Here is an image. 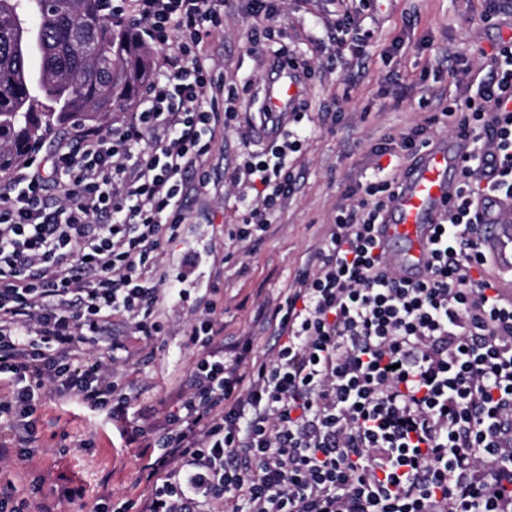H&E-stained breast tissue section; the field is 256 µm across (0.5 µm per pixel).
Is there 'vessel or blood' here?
Here are the masks:
<instances>
[{
	"mask_svg": "<svg viewBox=\"0 0 512 512\" xmlns=\"http://www.w3.org/2000/svg\"><path fill=\"white\" fill-rule=\"evenodd\" d=\"M302 85L300 70L282 62L272 63L265 86L264 111L274 120L287 117ZM465 153L466 142L461 138L448 145L430 143L401 175L380 234L383 244L403 245L394 256L399 276L412 280L424 277L432 226L451 203ZM480 244L491 255L496 271L512 278V222L497 218L485 225Z\"/></svg>",
	"mask_w": 512,
	"mask_h": 512,
	"instance_id": "b4317fda",
	"label": "vessel or blood"
}]
</instances>
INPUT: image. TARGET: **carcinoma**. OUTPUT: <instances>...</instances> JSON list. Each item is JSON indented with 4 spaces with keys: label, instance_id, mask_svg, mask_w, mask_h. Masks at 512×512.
<instances>
[{
    "label": "carcinoma",
    "instance_id": "carcinoma-1",
    "mask_svg": "<svg viewBox=\"0 0 512 512\" xmlns=\"http://www.w3.org/2000/svg\"><path fill=\"white\" fill-rule=\"evenodd\" d=\"M22 13L31 34L17 25ZM152 75L137 29L103 0H0V173L52 131L130 104Z\"/></svg>",
    "mask_w": 512,
    "mask_h": 512
}]
</instances>
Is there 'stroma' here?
<instances>
[{
  "mask_svg": "<svg viewBox=\"0 0 512 512\" xmlns=\"http://www.w3.org/2000/svg\"><path fill=\"white\" fill-rule=\"evenodd\" d=\"M348 5L369 35L357 50L336 35L335 0H281L279 5L278 44L310 57L313 71L297 114L288 117L289 130L301 141L295 190L256 241L229 240L219 228L238 220L235 191L225 187V173L248 152L272 143L254 106L263 97L271 50L250 42L253 19L242 0H227L224 26L207 42L214 78L236 86L242 102L237 119L216 137L205 159L209 185L189 179L185 221L178 239L163 249L169 277L161 288L162 333L148 345L152 357L121 368L125 381L142 389L129 417L151 409L146 422L151 431L165 426L170 395L192 372L187 340L201 297L219 289L225 342L248 337L254 351L272 348L276 327L258 321V313L284 302L328 216L348 204L351 189L374 175L377 149L423 123L431 140L451 139V130L429 121L436 113V94L463 97L485 54L500 36L512 33V0H501L492 22L480 18L483 0H372L366 9L348 0ZM36 418L32 457L20 459L14 448L0 457V484L13 483L19 496L29 497L31 481L40 479L29 512L43 504L56 505L58 512H90L101 497L116 505L143 492L141 476L150 455L127 445L119 422L80 403L49 397ZM74 486L83 488L82 498L63 500V490Z\"/></svg>",
  "mask_w": 512,
  "mask_h": 512,
  "instance_id": "stroma-1",
  "label": "stroma"
}]
</instances>
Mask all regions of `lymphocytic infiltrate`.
<instances>
[{
	"mask_svg": "<svg viewBox=\"0 0 512 512\" xmlns=\"http://www.w3.org/2000/svg\"><path fill=\"white\" fill-rule=\"evenodd\" d=\"M162 48L144 107L119 126L80 129L0 188V447L30 441L43 389L108 410L128 444L159 454L135 512H512V290L477 243L488 194L512 200V36L473 94L438 114L466 135L455 196L435 224L429 274L398 278L378 228L399 180L377 166L326 224L274 310L266 357L226 349L224 310L205 302L188 342L189 391L162 434L128 419L132 396L86 342L126 320L160 335L159 260L184 221L187 174L237 115L204 45L224 0H110ZM270 151L230 181L242 204L229 238L265 231L296 184L299 152L274 122Z\"/></svg>",
	"mask_w": 512,
	"mask_h": 512,
	"instance_id": "obj_1",
	"label": "lymphocytic infiltrate"
}]
</instances>
